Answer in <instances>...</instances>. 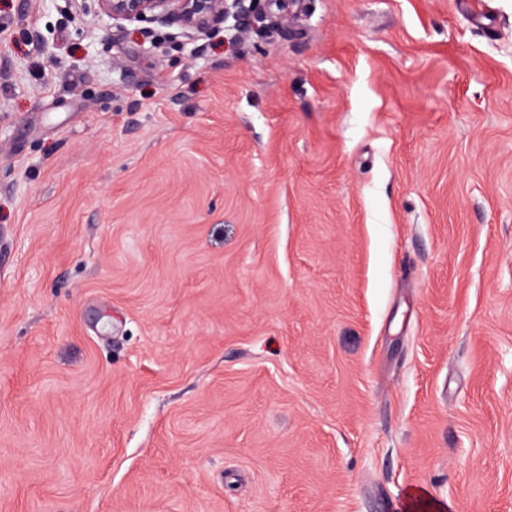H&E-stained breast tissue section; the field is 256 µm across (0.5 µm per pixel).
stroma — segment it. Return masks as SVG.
I'll return each instance as SVG.
<instances>
[{"label": "stroma", "mask_w": 512, "mask_h": 512, "mask_svg": "<svg viewBox=\"0 0 512 512\" xmlns=\"http://www.w3.org/2000/svg\"><path fill=\"white\" fill-rule=\"evenodd\" d=\"M96 8L0 0V512H512V0ZM305 0H95L97 15L105 16L112 25L152 23L178 26L189 41L207 35L215 25L223 23L244 38L257 24L271 19L290 29V5ZM248 2V4H246ZM275 8V9H274ZM232 21V23H231Z\"/></svg>", "instance_id": "obj_1"}]
</instances>
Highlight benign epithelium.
Returning a JSON list of instances; mask_svg holds the SVG:
<instances>
[{"instance_id": "7a95c632", "label": "benign epithelium", "mask_w": 512, "mask_h": 512, "mask_svg": "<svg viewBox=\"0 0 512 512\" xmlns=\"http://www.w3.org/2000/svg\"><path fill=\"white\" fill-rule=\"evenodd\" d=\"M97 15L115 25L152 23L178 26L195 41L215 25L226 23L238 38L270 19L282 27L290 25V6L304 0H95Z\"/></svg>"}]
</instances>
